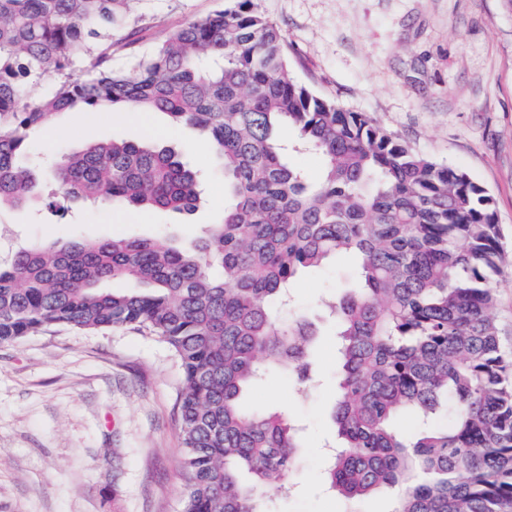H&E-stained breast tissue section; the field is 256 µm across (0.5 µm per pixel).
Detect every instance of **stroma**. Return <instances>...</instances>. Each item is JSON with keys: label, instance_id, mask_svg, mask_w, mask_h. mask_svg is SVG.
I'll use <instances>...</instances> for the list:
<instances>
[{"label": "stroma", "instance_id": "stroma-1", "mask_svg": "<svg viewBox=\"0 0 512 512\" xmlns=\"http://www.w3.org/2000/svg\"><path fill=\"white\" fill-rule=\"evenodd\" d=\"M286 39L291 72L317 94L365 112L414 150L467 171L494 197L503 271L496 316L512 348V12L501 0H255ZM224 0H135L113 30L111 58L129 69L171 31ZM162 144L204 173L190 214L86 207L64 224L0 211V251L37 242L196 237L222 219L224 182L199 132L151 116ZM119 139L150 142L126 111L64 113L30 135L29 161ZM355 265L340 257L292 285L295 310L312 315ZM318 386L273 369L245 404L276 408L306 427L293 496L269 494L271 512H343L320 487L327 417L335 397L336 338L313 352ZM179 368L166 344L132 329L55 327L0 345V512H182L186 474L179 430Z\"/></svg>", "mask_w": 512, "mask_h": 512}]
</instances>
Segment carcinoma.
Segmentation results:
<instances>
[{
    "instance_id": "1",
    "label": "carcinoma",
    "mask_w": 512,
    "mask_h": 512,
    "mask_svg": "<svg viewBox=\"0 0 512 512\" xmlns=\"http://www.w3.org/2000/svg\"><path fill=\"white\" fill-rule=\"evenodd\" d=\"M129 5L0 0V209L194 212L199 176L170 149L112 140L47 170L21 163L32 129L122 108L201 133L224 179L222 220L167 244L12 251L0 259V344L54 326L161 340L182 371L183 512H267L262 493L288 487L304 445L289 416L248 410L243 396L267 368L309 379L315 324L278 313L301 273L348 254L354 284L326 303L338 336L327 491L350 504L386 492L392 512H512V352L493 317L503 255L491 194L296 81L283 33L254 0H229L131 71L113 69L112 29ZM44 78L50 92L28 101ZM293 144L322 155L318 179L291 163ZM114 280L138 287H106Z\"/></svg>"
}]
</instances>
